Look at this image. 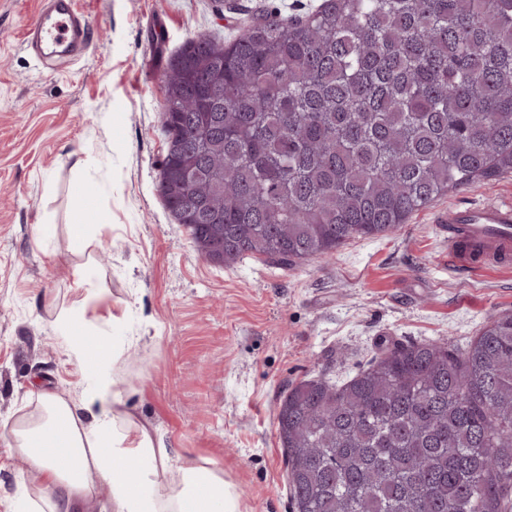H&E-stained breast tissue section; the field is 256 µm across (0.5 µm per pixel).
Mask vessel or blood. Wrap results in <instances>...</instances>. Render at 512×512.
Masks as SVG:
<instances>
[{
    "instance_id": "1",
    "label": "vessel or blood",
    "mask_w": 512,
    "mask_h": 512,
    "mask_svg": "<svg viewBox=\"0 0 512 512\" xmlns=\"http://www.w3.org/2000/svg\"><path fill=\"white\" fill-rule=\"evenodd\" d=\"M90 26L79 0H42L23 39L38 57L72 59L84 54ZM444 222L448 262L457 272L477 276L512 267V202L452 205Z\"/></svg>"
}]
</instances>
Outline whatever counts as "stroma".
Wrapping results in <instances>:
<instances>
[{"label":"stroma","mask_w":512,"mask_h":512,"mask_svg":"<svg viewBox=\"0 0 512 512\" xmlns=\"http://www.w3.org/2000/svg\"><path fill=\"white\" fill-rule=\"evenodd\" d=\"M321 2L82 0L88 49L53 70L22 40L39 0H0V424L32 383L76 401L91 389L57 323L84 311L96 319L90 337L123 347L115 372L134 415L223 468L243 512H291L277 422L289 387L320 375L342 384L384 345L462 347L512 313V271L456 273L438 221L452 203L512 201V175L288 268L208 261L166 209L161 113L175 54ZM76 223L84 240L70 233Z\"/></svg>","instance_id":"1"}]
</instances>
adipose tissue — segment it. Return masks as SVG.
<instances>
[{
  "mask_svg": "<svg viewBox=\"0 0 512 512\" xmlns=\"http://www.w3.org/2000/svg\"><path fill=\"white\" fill-rule=\"evenodd\" d=\"M68 356L95 364V386L83 400L34 386L0 426V444L39 477L34 488L25 475L16 477L29 512H242L241 494L223 470L175 453L163 434L127 410L112 374L119 348L102 341L91 352L75 340ZM57 442L65 455L52 453Z\"/></svg>",
  "mask_w": 512,
  "mask_h": 512,
  "instance_id": "obj_1",
  "label": "adipose tissue"
}]
</instances>
